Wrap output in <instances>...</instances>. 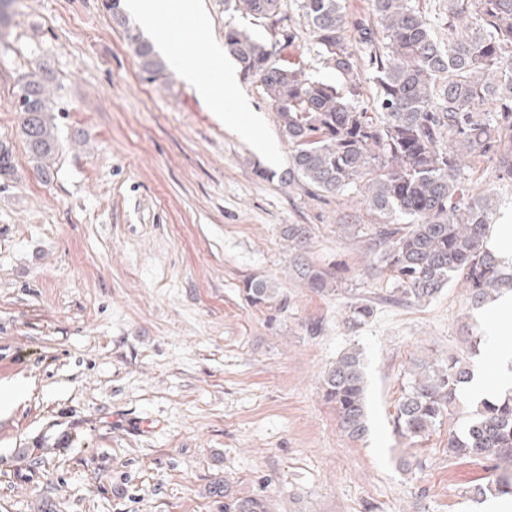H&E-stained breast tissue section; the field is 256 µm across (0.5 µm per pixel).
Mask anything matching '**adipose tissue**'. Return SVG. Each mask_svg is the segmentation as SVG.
Instances as JSON below:
<instances>
[{"label":"adipose tissue","mask_w":512,"mask_h":512,"mask_svg":"<svg viewBox=\"0 0 512 512\" xmlns=\"http://www.w3.org/2000/svg\"><path fill=\"white\" fill-rule=\"evenodd\" d=\"M127 10L133 14L141 29L152 36L165 52H173L174 44L160 20L161 12H179L186 14L192 28L204 30L209 20L204 12L190 7L186 0H125ZM223 50L220 45L211 43L204 46L198 56L193 58L177 57L176 66L179 76L192 85L197 95L205 100L212 109L224 115L227 125L240 134L257 136L260 124L259 116L253 115L247 102L225 97L226 89L232 88L237 79L233 69H225L221 78H211L206 70L208 60L220 57ZM512 326V292L502 294L489 304L486 311L484 332L490 348L494 352V362L500 368L512 361V346H503L498 342L502 326Z\"/></svg>","instance_id":"1"}]
</instances>
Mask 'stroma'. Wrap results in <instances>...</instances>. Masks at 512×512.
Instances as JSON below:
<instances>
[{"label": "stroma", "instance_id": "stroma-1", "mask_svg": "<svg viewBox=\"0 0 512 512\" xmlns=\"http://www.w3.org/2000/svg\"><path fill=\"white\" fill-rule=\"evenodd\" d=\"M210 19L181 45L223 43L232 25L267 37L263 20L226 0H194ZM298 36L281 60L336 82L314 52L296 0ZM134 16L103 0H7L0 12V142L14 171L0 179V512H224V484L265 492L274 512H471L482 460L449 457V431L471 416L461 399L423 438L393 417L415 360L470 355L488 369L485 312L451 283L425 304H381L361 243L338 225L366 211L357 195L317 197L288 180L287 142L260 83L234 96L262 116L261 142L225 125L165 58L147 73ZM47 76L59 152L40 170L22 139L19 88ZM267 151H260V144ZM473 188L495 187L492 221L512 224V180L482 161ZM286 224L312 229L310 260L338 269L345 294L294 279ZM251 277L286 307H254ZM379 301L358 329L349 296ZM323 323L308 334L309 320ZM360 350L366 435L340 432L321 376ZM417 469L400 467L401 456Z\"/></svg>", "mask_w": 512, "mask_h": 512}]
</instances>
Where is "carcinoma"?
Instances as JSON below:
<instances>
[{"label": "carcinoma", "mask_w": 512, "mask_h": 512, "mask_svg": "<svg viewBox=\"0 0 512 512\" xmlns=\"http://www.w3.org/2000/svg\"><path fill=\"white\" fill-rule=\"evenodd\" d=\"M284 0H227L257 19L282 22L262 41L234 27L224 49L245 78L260 81L290 149L288 181L299 180L337 197L356 194L370 216L367 228L340 224L371 255L367 271L383 274L393 288L389 300L419 304L457 279L478 309L512 288V272L486 245L491 192L467 195L465 161L490 159L497 179L512 180V0H448L447 37L435 36L414 0H369L380 28L378 42L365 40L357 55L346 34L342 0H299L317 53L336 72L342 88L306 77L277 63L296 35L283 24ZM144 69L162 62L146 41H135ZM373 71L377 108L355 105L363 68ZM21 135L42 169L58 151L47 80L21 84ZM9 145L0 143V177L13 173ZM294 252L293 273L321 295L339 291V276L305 257L310 225L282 229ZM243 293L252 306H268L278 293L269 281L250 278ZM376 302H348L345 324L357 329L375 315ZM473 377L466 358L418 359L403 388L393 423L401 434L421 438L441 425ZM325 401L352 439L366 433L365 381L360 352L348 349L322 376ZM448 455L490 462L487 481L473 490L512 495V395L479 402L461 432L448 435ZM224 512H272L261 492L243 496L224 479Z\"/></svg>", "instance_id": "obj_1"}]
</instances>
